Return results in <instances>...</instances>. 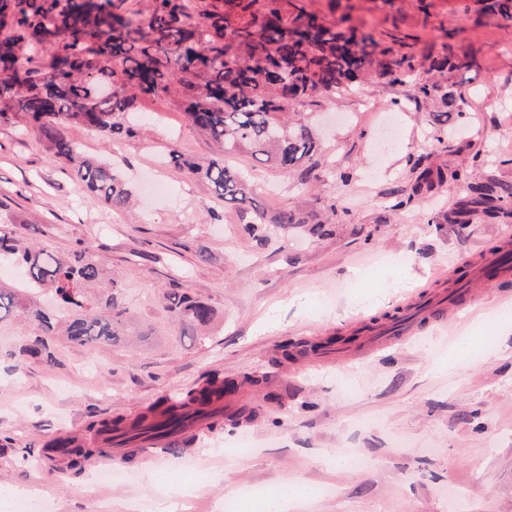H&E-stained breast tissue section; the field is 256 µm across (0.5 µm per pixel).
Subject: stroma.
<instances>
[{
    "instance_id": "35a3bbf8",
    "label": "stroma",
    "mask_w": 512,
    "mask_h": 512,
    "mask_svg": "<svg viewBox=\"0 0 512 512\" xmlns=\"http://www.w3.org/2000/svg\"><path fill=\"white\" fill-rule=\"evenodd\" d=\"M328 22L349 15L377 39L413 54L474 53L453 74L465 100L462 136L437 143L424 103L407 87L367 84L306 106L323 151L315 178L282 170L247 151L222 153L165 96H145V121L131 136L105 140L86 127L67 135L86 156L112 168L133 197L112 207L76 188L70 165L52 159L24 122L0 124V231L18 248L49 245L67 257L91 248L103 268L90 300L119 283L126 337L106 347L56 336L49 356L13 365L36 326L16 316L0 323V487L32 489L48 512H129L141 499L189 485L175 512H225L253 485L292 479L310 489L296 512H512V332L497 313L512 280L494 284L480 254L512 243V222L448 224L460 189L443 184L413 206L388 209L423 168L452 165L512 182V21L492 15V0H293ZM178 150L203 163L223 156L243 172L255 208L225 205L204 181L171 162ZM349 182H341V174ZM343 203L334 213L333 203ZM302 204L327 218L273 228L265 242L246 231L255 211L267 218ZM206 260H199V252ZM403 266H392L393 258ZM461 285L463 307L448 313ZM180 288L213 310L196 340L164 299ZM430 308L407 343L360 353L359 325L397 315L414 290ZM491 338L490 349L453 361L456 336ZM328 336L345 342L343 361L283 359L284 343ZM241 384L224 413L247 406L254 420L208 431L196 423L178 454L156 450L134 461L113 446L123 482L94 483L96 465L71 469L52 444H94L93 421L134 418L159 398L202 384L212 372ZM353 385L354 393L343 390ZM242 437L254 450L230 456ZM357 452L364 469L341 465Z\"/></svg>"
}]
</instances>
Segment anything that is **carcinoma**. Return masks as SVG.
Here are the masks:
<instances>
[{
	"label": "carcinoma",
	"instance_id": "obj_1",
	"mask_svg": "<svg viewBox=\"0 0 512 512\" xmlns=\"http://www.w3.org/2000/svg\"><path fill=\"white\" fill-rule=\"evenodd\" d=\"M127 0H0V123L20 118L45 140L61 161L78 163L80 189L107 202L124 205L129 193L119 176L82 157L80 146L62 128L79 123L104 136L130 134L141 119L134 112L144 96L172 98L189 120L222 146L242 148L280 169L317 166L320 141L290 103H315L366 82L406 84L428 103L433 123L448 134V117L461 114L464 99L451 74L471 61L446 55L426 57L425 79L413 78V57L384 47L346 17L327 24L303 8L288 13L284 0H146L142 20L124 15ZM171 160L210 184L226 203L254 204L245 175L213 158L205 164ZM447 181L465 192L441 217L450 224H470L480 217L512 218V183L488 175L476 180L458 167L427 170L411 193L390 204L400 210L415 197ZM314 214L299 208L281 212L272 223L312 224ZM0 258L26 266L27 287L49 285L69 311L63 335L73 344L105 346L121 336L125 310L119 288L104 306H86L82 288L100 279L101 268L84 249L73 260L41 246L18 252L15 239L0 232ZM169 309L195 333L210 323L211 307L186 293L167 296ZM23 311L42 335L25 349L38 355L44 337L58 329L55 312L24 305L17 288L0 286V322ZM224 381L211 376L206 386L164 397L130 428L135 438L163 437L200 419L224 425Z\"/></svg>",
	"mask_w": 512,
	"mask_h": 512
}]
</instances>
